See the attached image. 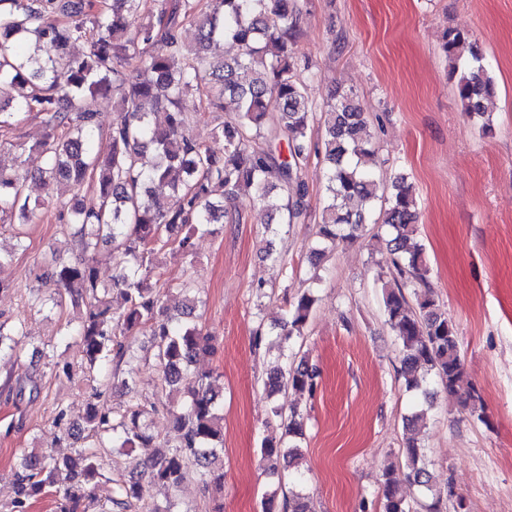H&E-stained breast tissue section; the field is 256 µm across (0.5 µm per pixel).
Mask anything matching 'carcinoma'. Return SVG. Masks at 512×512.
<instances>
[{"label": "carcinoma", "mask_w": 512, "mask_h": 512, "mask_svg": "<svg viewBox=\"0 0 512 512\" xmlns=\"http://www.w3.org/2000/svg\"><path fill=\"white\" fill-rule=\"evenodd\" d=\"M145 9V0H112L102 8L78 0L69 11L58 0H0V87L16 89L14 97L0 99V129L11 128L22 112L41 114L47 129L33 146L44 160L33 174L25 169V145L0 140V150H17L13 166H0V213L28 221L53 203L49 193L30 201L31 179L48 190L61 180L70 184L65 224L76 249L50 253L37 276L45 291L32 296L31 307L61 308L66 292L85 306L78 324H61L56 335L82 344L90 372L122 363L128 352L123 338L149 330L162 383L184 385V400L169 408L178 441L145 463L147 473L171 488L194 475L204 490H221L223 409L211 376L190 371L200 354L214 351V336L195 322L196 306L203 303L195 289L182 285L184 307L175 315L167 312L163 297L170 286L158 255L169 249L193 258L195 236L214 233L212 225L224 223V200L240 195L252 196L274 225L305 220L302 171L310 157L314 112L301 77L308 63L293 49L301 7L297 0H209L205 5L154 0L153 9ZM186 25L197 31L193 48L181 36ZM226 40L238 47L232 58L218 54ZM76 43L84 45L79 54L71 51ZM442 48L462 111L483 117L495 85L477 43L449 29ZM192 93L207 112L235 105V115L217 127L223 142L218 152L189 132L181 101ZM108 95L117 100L118 112L104 129L91 102ZM331 111L322 142L326 184L317 237L334 246L355 239L381 195L371 170L374 136L364 113L350 94L335 100ZM283 139L289 148L285 160L275 154ZM160 185L168 189L163 202L154 192ZM384 201L386 262L395 275L382 285V305L385 322L401 343V374L409 389H422L434 379L455 393L464 377L459 338L430 289L424 248L409 244L419 214L407 175L393 177ZM101 246L119 257L108 282L100 281L95 266ZM315 303L312 294H301L277 332L265 333L260 324L255 334L289 342L303 334ZM29 335L23 321H0V352H18ZM317 376L302 358L270 372L265 388L271 397L288 388L311 396ZM101 397L92 389L84 448L61 458L17 457L18 512L49 491L58 496V512H80L108 443L139 448L153 442L145 420L156 411L155 403L137 402L115 415ZM461 398L472 415L486 421L479 396L468 391ZM272 414L288 434V442L268 441L261 448L275 476L282 464L295 466L301 458L296 439L302 437V416L295 407L286 412L279 405ZM404 458L418 500L430 499L436 509L454 494L453 488L443 491L432 483L427 448L419 439L407 438ZM385 476L383 512H415L395 490L392 470ZM277 508L310 512L306 495L297 489L280 502L274 493L265 498L263 512Z\"/></svg>", "instance_id": "1"}]
</instances>
